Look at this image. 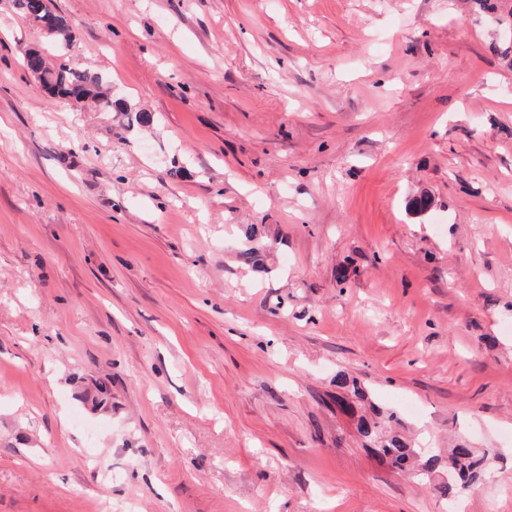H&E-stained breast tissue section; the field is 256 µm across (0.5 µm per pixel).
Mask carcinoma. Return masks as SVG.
<instances>
[{"label": "carcinoma", "instance_id": "carcinoma-1", "mask_svg": "<svg viewBox=\"0 0 512 512\" xmlns=\"http://www.w3.org/2000/svg\"><path fill=\"white\" fill-rule=\"evenodd\" d=\"M15 7L29 21L53 28L51 37L57 41V49H69L74 40L71 28L60 14L50 11L43 0H15ZM26 70L41 78L42 90L51 97L70 99L75 92L83 93V100L96 106L98 112H126L127 106L112 100L111 90L106 77L89 69H80L60 65L52 67L42 51L29 50L23 61ZM337 386L354 398L363 400L366 391L355 379L344 374L338 375ZM401 420L393 412H386L371 406V416L360 417L358 431L364 438L366 446L375 449L397 469L407 468L415 477L432 480L440 471L452 463L448 480L434 485V489L443 498H454L461 491L480 483L487 472L486 455L477 454L464 444H459L448 454V459L438 455H429L423 459L416 455L412 443L396 431Z\"/></svg>", "mask_w": 512, "mask_h": 512}]
</instances>
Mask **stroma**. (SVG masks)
I'll return each mask as SVG.
<instances>
[{
  "label": "stroma",
  "mask_w": 512,
  "mask_h": 512,
  "mask_svg": "<svg viewBox=\"0 0 512 512\" xmlns=\"http://www.w3.org/2000/svg\"><path fill=\"white\" fill-rule=\"evenodd\" d=\"M51 5L69 51L0 0V512H512V0ZM26 70L38 75L42 82V90L51 97L72 99L76 91L83 93V100L90 106L98 105L97 112H131L123 103L112 101L111 88L106 77L89 69H80L60 65L51 67L42 53L37 49L29 50L23 61ZM77 103V102H76ZM78 104V103H77ZM370 410L371 416L360 417L358 431L366 446L375 448L392 467L408 468L415 477L429 482L437 473L447 468L446 461L438 455H428L423 460L419 459L412 443L396 431V426L401 424V420L394 412L388 413L374 404ZM452 463L448 481H441L434 485V489L443 498H454L461 491L467 490L480 483L487 472V457L485 454H476L472 448L458 444L448 454Z\"/></svg>",
  "instance_id": "1"
}]
</instances>
